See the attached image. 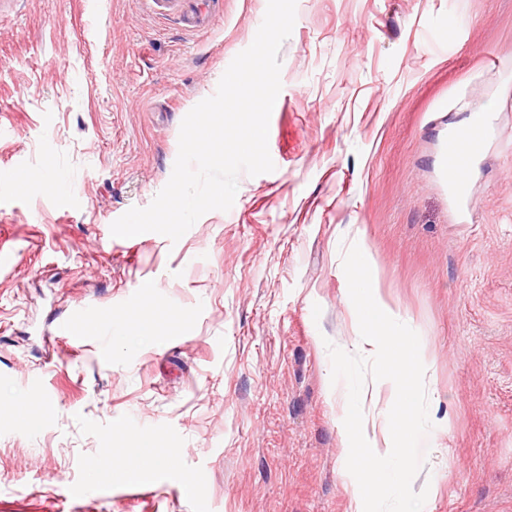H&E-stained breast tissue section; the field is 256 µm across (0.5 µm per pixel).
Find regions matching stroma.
Instances as JSON below:
<instances>
[{"label":"stroma","instance_id":"35a3bbf8","mask_svg":"<svg viewBox=\"0 0 512 512\" xmlns=\"http://www.w3.org/2000/svg\"><path fill=\"white\" fill-rule=\"evenodd\" d=\"M267 3L0 0V171L65 184L0 180V512H356L326 348L355 243L429 368L423 512H512V0H296L274 170L178 241L110 232ZM494 98L457 196L446 113ZM146 440L164 461L118 479Z\"/></svg>","mask_w":512,"mask_h":512}]
</instances>
